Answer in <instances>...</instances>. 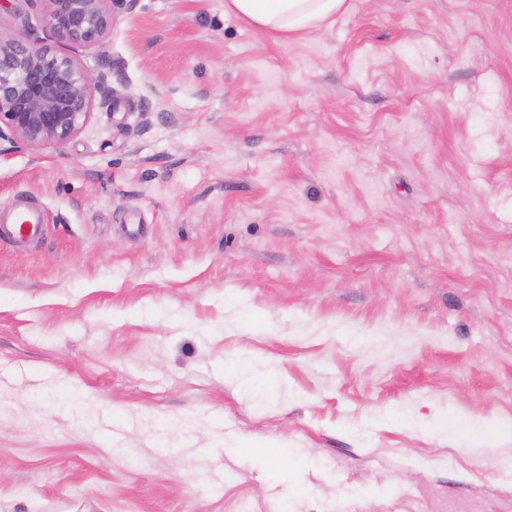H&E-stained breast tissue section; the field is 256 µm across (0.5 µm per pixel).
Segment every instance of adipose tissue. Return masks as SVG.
<instances>
[{
	"instance_id": "obj_1",
	"label": "adipose tissue",
	"mask_w": 512,
	"mask_h": 512,
	"mask_svg": "<svg viewBox=\"0 0 512 512\" xmlns=\"http://www.w3.org/2000/svg\"><path fill=\"white\" fill-rule=\"evenodd\" d=\"M347 0H224V11L249 26L293 40L346 10Z\"/></svg>"
}]
</instances>
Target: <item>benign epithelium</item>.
I'll return each instance as SVG.
<instances>
[{"label":"benign epithelium","instance_id":"obj_1","mask_svg":"<svg viewBox=\"0 0 512 512\" xmlns=\"http://www.w3.org/2000/svg\"><path fill=\"white\" fill-rule=\"evenodd\" d=\"M42 6L46 37L0 39V140L62 146L91 118V93L112 92V67L90 70L74 51L112 29V0H29Z\"/></svg>","mask_w":512,"mask_h":512}]
</instances>
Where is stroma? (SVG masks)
I'll return each instance as SVG.
<instances>
[{"label":"stroma","instance_id":"35a3bbf8","mask_svg":"<svg viewBox=\"0 0 512 512\" xmlns=\"http://www.w3.org/2000/svg\"><path fill=\"white\" fill-rule=\"evenodd\" d=\"M112 11L0 141V512H512V0ZM347 0H224V13L293 40L347 9ZM44 220V213L40 209L15 207L10 214L8 230L18 238H34L40 234Z\"/></svg>","mask_w":512,"mask_h":512}]
</instances>
